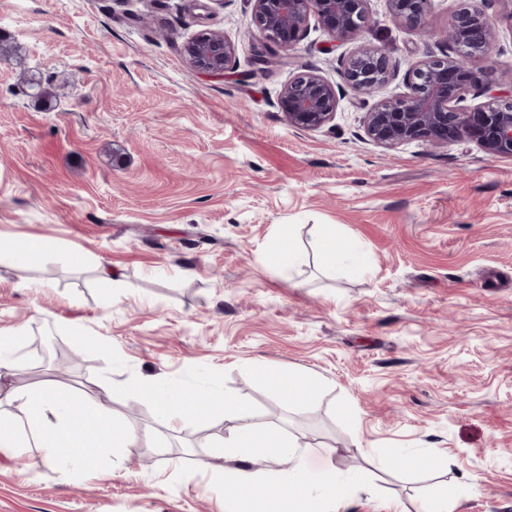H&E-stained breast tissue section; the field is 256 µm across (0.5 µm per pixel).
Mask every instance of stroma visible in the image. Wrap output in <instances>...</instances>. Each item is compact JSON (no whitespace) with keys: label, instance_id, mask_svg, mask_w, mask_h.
Listing matches in <instances>:
<instances>
[{"label":"stroma","instance_id":"35a3bbf8","mask_svg":"<svg viewBox=\"0 0 512 512\" xmlns=\"http://www.w3.org/2000/svg\"><path fill=\"white\" fill-rule=\"evenodd\" d=\"M0 0V248L42 238V255L0 266V334L20 333L0 391L51 381L109 401L135 439L100 468L63 476L0 456V512H237L215 445L233 422L209 414L167 433L152 403L119 386L217 387L247 401L294 452L249 469L275 484L303 467L336 473L340 512H512V157L470 140L386 151L366 141L364 107L341 97L316 131L290 127L277 98L292 72L342 85L319 27L292 64L246 0ZM367 41L398 74L440 47L370 0ZM499 30L485 65L512 89V0H491ZM205 30L235 45V74L193 71L184 47ZM333 224L366 269L333 276L315 257L271 267L274 242ZM111 285L101 282L102 268ZM52 336L66 370L34 344ZM318 382L282 397L258 364ZM408 455L434 458L426 471ZM359 477L364 487L346 483Z\"/></svg>","mask_w":512,"mask_h":512}]
</instances>
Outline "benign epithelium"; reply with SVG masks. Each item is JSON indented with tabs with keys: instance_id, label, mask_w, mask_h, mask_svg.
<instances>
[{
	"instance_id": "benign-epithelium-1",
	"label": "benign epithelium",
	"mask_w": 512,
	"mask_h": 512,
	"mask_svg": "<svg viewBox=\"0 0 512 512\" xmlns=\"http://www.w3.org/2000/svg\"><path fill=\"white\" fill-rule=\"evenodd\" d=\"M256 31L277 48L275 57L259 64L288 66L290 50L310 28L321 26L333 41L356 44L343 59L341 76L355 99L374 100L363 117L367 140L385 150L418 141L439 146L469 139L495 157L512 156V94H494L482 79L477 61L488 56L498 29L485 10V0H462L444 31L452 51L431 54L408 72L410 92L378 97L394 76L385 49L363 41L371 23L368 0H246ZM397 25L420 34L428 32L432 0H386ZM186 61L196 72L224 74L234 68L233 44L219 32H205L185 47ZM491 100L471 106L467 96ZM340 95L321 75L303 70L282 87L278 105L288 125L315 131L336 115Z\"/></svg>"
}]
</instances>
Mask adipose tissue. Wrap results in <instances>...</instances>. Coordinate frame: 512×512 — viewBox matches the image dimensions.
Masks as SVG:
<instances>
[{
	"label": "adipose tissue",
	"mask_w": 512,
	"mask_h": 512,
	"mask_svg": "<svg viewBox=\"0 0 512 512\" xmlns=\"http://www.w3.org/2000/svg\"><path fill=\"white\" fill-rule=\"evenodd\" d=\"M311 249L321 266L338 273L347 268H363L366 253L355 240L341 237L335 225L315 224L310 229ZM126 393L145 396L157 414L171 426L189 420L196 412L195 395L173 397L158 383L126 386ZM7 402L17 404L18 416L0 415V455L27 463V453L37 448L45 465L72 467L80 471L98 468L102 457L117 452L131 440L129 430L112 418L109 408L74 393L64 394L48 384H38L20 392L6 393ZM209 405L221 415L235 420L236 427L224 442V457L233 464V474L225 481L228 498L239 500L243 512H327L336 499V479L327 477L318 494L308 490L305 473L289 475L280 485L277 502L271 503L259 492V479L246 469L255 457L278 460L290 442L275 428L262 429L249 421V404L219 389L207 395Z\"/></svg>",
	"instance_id": "1"
}]
</instances>
